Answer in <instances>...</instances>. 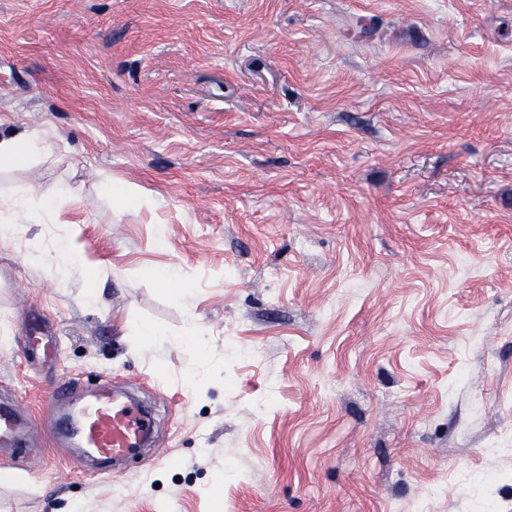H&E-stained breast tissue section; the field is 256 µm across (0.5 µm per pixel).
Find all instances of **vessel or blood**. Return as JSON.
<instances>
[{"mask_svg": "<svg viewBox=\"0 0 512 512\" xmlns=\"http://www.w3.org/2000/svg\"><path fill=\"white\" fill-rule=\"evenodd\" d=\"M27 354L47 360L58 350L56 337L40 327L29 328L23 338ZM74 380L57 383L44 397L47 411L57 413L56 433L75 448L109 467L136 453L154 430V418L149 410L122 395L103 389L73 407L64 402L74 387ZM29 426L11 403L0 402V446L20 444Z\"/></svg>", "mask_w": 512, "mask_h": 512, "instance_id": "obj_1", "label": "vessel or blood"}]
</instances>
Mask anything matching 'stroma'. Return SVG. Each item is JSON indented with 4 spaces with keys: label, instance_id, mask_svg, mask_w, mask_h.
<instances>
[{
    "label": "stroma",
    "instance_id": "stroma-1",
    "mask_svg": "<svg viewBox=\"0 0 512 512\" xmlns=\"http://www.w3.org/2000/svg\"><path fill=\"white\" fill-rule=\"evenodd\" d=\"M24 131L0 197H77L0 240V512H512V0H0ZM64 378L152 403L134 483L53 437ZM50 151V143L34 132L0 134V169L25 166ZM23 344L27 355H34L43 360L53 359L58 350L57 338L45 333L38 326H33L25 332ZM75 381L64 379L51 388L44 397V408L49 412H59L67 396L70 394ZM29 424L14 404L0 401V446L20 444L26 436Z\"/></svg>",
    "mask_w": 512,
    "mask_h": 512
}]
</instances>
